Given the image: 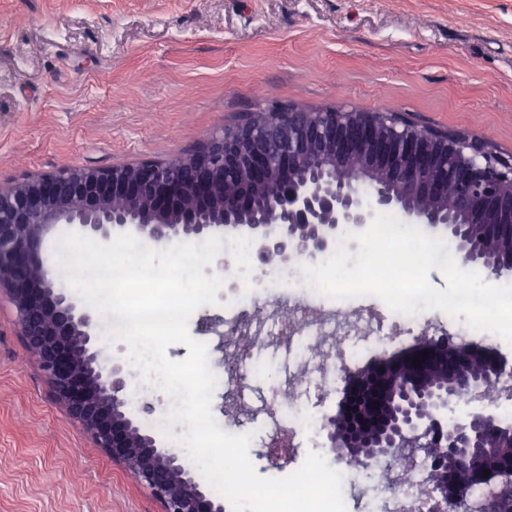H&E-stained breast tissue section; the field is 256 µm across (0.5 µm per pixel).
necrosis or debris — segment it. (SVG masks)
<instances>
[{"instance_id": "necrosis-or-debris-1", "label": "necrosis or debris", "mask_w": 512, "mask_h": 512, "mask_svg": "<svg viewBox=\"0 0 512 512\" xmlns=\"http://www.w3.org/2000/svg\"><path fill=\"white\" fill-rule=\"evenodd\" d=\"M252 252L249 239L225 236L224 270L233 277L236 287L243 289L247 306L224 319V333L232 338V353L218 381L234 404L251 378L266 379L271 394L267 405L270 436L278 446L293 445L301 436L313 445L321 444L330 432L329 421L310 412L302 402L303 395L310 389L323 395L335 391L358 356L381 354L402 336L471 333L463 320H444L431 310L414 317L396 313L387 322L377 317L371 305L333 301L306 286L297 257L280 262L270 281L258 280L246 261ZM280 294L288 297L287 310L282 314L274 311L273 298ZM269 324L275 336L285 340L302 362L301 370L285 379L253 353V338L265 335ZM285 400L290 406L284 414L280 404ZM332 466L344 476V498L360 501L364 512H414L428 498L431 466L422 461L396 463L382 457L362 464L339 455Z\"/></svg>"}]
</instances>
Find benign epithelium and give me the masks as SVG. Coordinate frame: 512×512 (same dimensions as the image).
Segmentation results:
<instances>
[{
    "label": "benign epithelium",
    "mask_w": 512,
    "mask_h": 512,
    "mask_svg": "<svg viewBox=\"0 0 512 512\" xmlns=\"http://www.w3.org/2000/svg\"><path fill=\"white\" fill-rule=\"evenodd\" d=\"M182 157L180 173L166 163L71 167L37 175L10 187L0 185V289L16 309L25 345L39 357L56 398L97 445L144 482L164 512H225L192 475L190 462L173 448L141 432L127 412L125 378L106 368L93 350L92 315L57 287L44 240L57 225L109 241L112 229L132 226L160 244L175 237H202L238 224L261 263L291 252L315 261L331 250L338 230L362 232L379 212L395 210L410 224H467L475 234L512 240V155L461 131L417 126L394 112L358 109H261ZM356 154L361 171L350 172ZM237 177L242 190L224 199V179ZM278 180L284 193L261 209L254 200L263 185ZM452 196L455 209L419 206L425 197ZM126 200L112 209V198ZM440 355L443 346L423 339L411 348L378 357L371 366L396 372L406 358ZM491 358L485 374L466 382L482 390L506 370ZM455 385L411 386L392 377L385 426L373 444L376 457L398 453L414 460L436 452L421 448L448 415ZM493 430L512 433V423L483 406L448 435L443 459L463 465L473 457L493 458ZM440 496L439 512H468L466 497L448 493V476H429Z\"/></svg>",
    "instance_id": "1"
}]
</instances>
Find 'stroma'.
Here are the masks:
<instances>
[{
    "label": "stroma",
    "mask_w": 512,
    "mask_h": 512,
    "mask_svg": "<svg viewBox=\"0 0 512 512\" xmlns=\"http://www.w3.org/2000/svg\"><path fill=\"white\" fill-rule=\"evenodd\" d=\"M400 112L512 152V0H0V183L69 167L166 162L271 103ZM188 323L223 370L206 319ZM253 411L220 428L253 433L263 477L304 462L265 456L264 381ZM0 512H162L56 401L0 292Z\"/></svg>",
    "instance_id": "35a3bbf8"
}]
</instances>
